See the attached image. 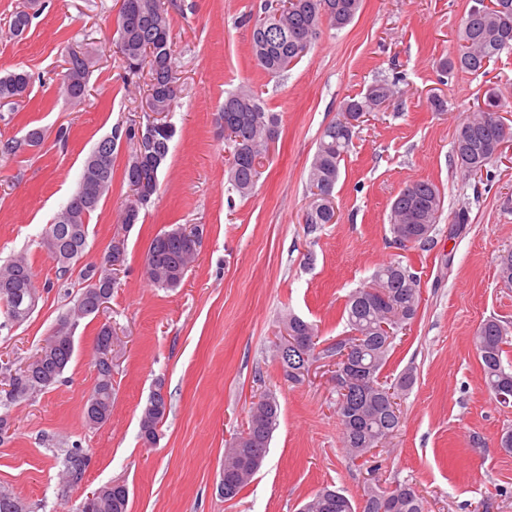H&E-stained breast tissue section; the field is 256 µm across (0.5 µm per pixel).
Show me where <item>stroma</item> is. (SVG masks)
Here are the masks:
<instances>
[{"label":"stroma","instance_id":"1","mask_svg":"<svg viewBox=\"0 0 512 512\" xmlns=\"http://www.w3.org/2000/svg\"><path fill=\"white\" fill-rule=\"evenodd\" d=\"M180 88L168 116L174 135L159 174V191L140 221L122 228L127 198L122 171L130 145L114 151L112 188L88 225L81 264H99L113 237L125 240V271L98 316L75 333L72 361L60 382L37 397L0 405L12 435L0 442V486L31 512H75L98 487L120 480L129 512H298L320 487L360 503L364 487L416 486L429 512H473L490 503L512 512V451L499 445L512 428V404L487 392L472 337L496 317L512 326V288L498 277V257L512 250V144L482 177L453 160L457 124L487 92H495L512 126V51L486 75H445L454 57L468 0H362L351 24L323 28L307 54L280 76L255 64L252 28L264 0H163ZM120 0H0V75L23 69L31 93L17 111H0V140L42 127L40 148L0 156V264L25 254L38 304L23 323L5 325L0 311V365L36 352L76 295L78 272L61 275L40 237L78 188L86 157L116 127L141 117L148 75L127 76L114 40ZM35 18L20 38L9 20ZM88 53L84 101L58 85L69 51ZM377 79L395 81V96L357 128L334 191L337 223L307 226V183L322 129L344 100ZM249 86L281 119L253 196L229 192L228 149L216 122L227 92ZM446 101L434 111L431 97ZM66 140H57L58 129ZM428 179L443 211L423 246L402 247L389 232L390 206L408 183ZM466 209L467 223L454 216ZM178 225L201 229L199 256L179 288L155 286L144 272L153 238ZM402 261L421 292L417 318L397 337L384 371L388 381L411 373L402 424L368 461L350 460L341 442L336 390L324 365L299 383L285 380L273 356L282 315L317 325L319 343L349 333L345 301L375 268ZM112 323V414L102 426L84 420L94 387L95 337ZM171 410L155 446L138 438L139 418L155 383ZM273 391L281 406L269 453L234 500L217 486L224 452L243 429L252 397ZM480 444H473V436ZM90 461L81 481L63 478L65 449Z\"/></svg>","mask_w":512,"mask_h":512}]
</instances>
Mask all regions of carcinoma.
<instances>
[{
  "label": "carcinoma",
  "instance_id": "1",
  "mask_svg": "<svg viewBox=\"0 0 512 512\" xmlns=\"http://www.w3.org/2000/svg\"><path fill=\"white\" fill-rule=\"evenodd\" d=\"M362 0H290L288 12L277 15L264 7V17L252 30L251 51L256 64L271 76L286 70L293 60L301 59L327 24L341 29L350 24L361 7ZM492 5L469 7L460 31V48L455 57L440 61L448 75L456 71L474 76L486 73L491 61L506 49H512V0H491ZM34 15L27 10L15 12L9 31L23 35L32 24ZM116 43L124 69L130 75L148 71L153 111L169 115L177 99L173 49L169 43V19L162 0H123L116 21ZM89 58L85 54L70 56L60 84V92L72 101L80 102L87 93ZM31 75L24 71L0 76V107L12 110L27 97ZM395 84L386 79L372 82L365 93L346 100L340 117L320 133L309 176L310 203L305 214L307 224H334L336 210L331 196L340 174L341 161L352 142L358 119L390 103ZM498 99L491 94L485 107L478 108L457 125L453 141V158L459 169L471 176L496 159L500 144L512 139V128L493 126L486 122L487 109H500ZM224 121L229 158L227 181L230 189L246 198L255 191L260 170L253 165L256 157H266L268 133L279 134L275 113L265 111L257 96L248 87H240L224 96L218 112ZM173 128L167 126L155 137L150 152L138 155L137 130L114 131L99 142L86 158L77 191L55 214L41 239L42 246L54 257L62 275L73 270L87 246L88 222L102 198L112 187L116 142L125 137L131 152L123 170L132 198L122 210L121 224L128 227V209L146 206L158 190L161 164L169 154ZM45 138L41 128L30 129L20 141H0V154L11 156L24 147H37ZM442 197L438 187L429 180H416L396 195L390 207V230L399 236L400 224H423L426 231L416 239L418 244L430 241L439 221ZM176 226L154 237L148 248L144 271L159 288L178 287L197 256L198 239L185 242ZM381 280L389 293V303L379 306L366 296L365 289L351 292L344 313L350 331L362 336L361 361L369 372V384L361 399L346 404L336 403L341 423L342 443L349 458L363 456L376 444L383 445L399 429L401 414L395 413L378 390V378L388 364L395 338L387 335L380 323L386 313L393 315L394 333L407 329L420 306L419 281L401 262L379 266L372 280ZM83 286L79 295L59 317L44 346L27 357L24 367L9 375L6 402L13 404L37 396L60 381L74 354V332L79 323L93 315L95 288L112 282V269L102 263L82 273ZM38 295L27 257L20 254L0 265V303L5 307L7 322L22 323L33 313ZM496 318L484 320L473 336L481 365L482 380L494 396L503 387L512 388V366H505L503 354L512 345V333H500ZM281 323L288 324L300 336H318L315 324L288 313ZM89 403L98 406V416L84 415L87 425L99 427L112 414V372L95 373L93 393ZM165 399L148 400L139 421V439L151 447L159 440L158 427L169 412ZM279 417V402L272 392L260 394L248 412L246 428L233 440L224 454V500L235 499L261 468L267 456ZM88 455L78 446L66 450L64 476L75 483L82 479L88 466ZM130 491L123 481L101 486V493L91 502L83 501L78 512H128ZM0 512H30L28 504L12 491L0 489ZM301 512H427L424 497L411 484L397 483L388 489L368 487L362 503L356 506L342 492L324 486L301 507Z\"/></svg>",
  "mask_w": 512,
  "mask_h": 512
}]
</instances>
